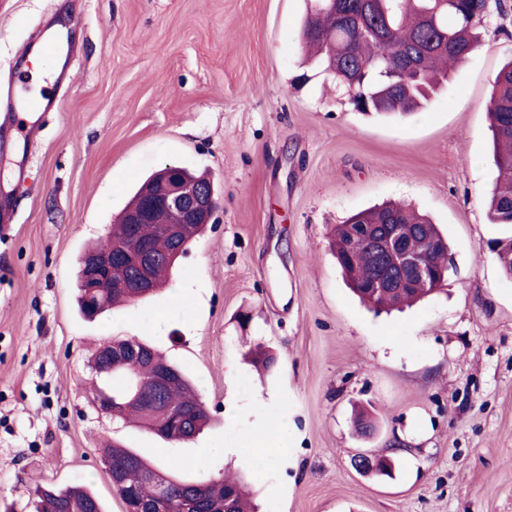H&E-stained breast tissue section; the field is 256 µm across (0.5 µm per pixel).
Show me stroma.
I'll return each mask as SVG.
<instances>
[{"label": "stroma", "instance_id": "1", "mask_svg": "<svg viewBox=\"0 0 512 512\" xmlns=\"http://www.w3.org/2000/svg\"><path fill=\"white\" fill-rule=\"evenodd\" d=\"M501 3L444 90L388 120L303 66L305 0H0L1 93L33 89L16 59L39 27L75 50L0 235V512L74 485L124 512L102 461L115 443L178 458L181 479L240 472L258 512H512V280L491 248L512 231L486 207L487 108L512 58ZM167 164L208 173L220 209L167 286L85 319L81 255ZM389 201L438 225L453 268L378 315L330 233ZM127 338L191 377L212 418L194 439L97 411L90 356ZM259 345L272 371L251 363ZM361 453L388 457L390 475L359 472Z\"/></svg>", "mask_w": 512, "mask_h": 512}]
</instances>
